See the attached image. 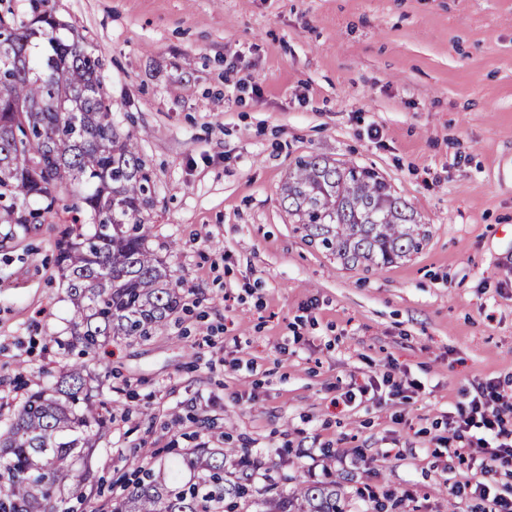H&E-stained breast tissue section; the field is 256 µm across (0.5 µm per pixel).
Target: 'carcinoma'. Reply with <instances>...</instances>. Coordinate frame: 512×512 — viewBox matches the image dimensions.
<instances>
[{
  "mask_svg": "<svg viewBox=\"0 0 512 512\" xmlns=\"http://www.w3.org/2000/svg\"><path fill=\"white\" fill-rule=\"evenodd\" d=\"M101 67L84 36L57 18L55 0H31L26 18L0 15V224H43L57 189L78 187L76 217L55 248L84 355L114 337L160 334L181 307L173 270L148 247L149 166L136 131L112 122ZM282 201L310 243L353 266L382 269L430 235L378 172L352 162L297 158ZM89 380L85 362L73 363L38 386L0 433V512H59L81 496L107 429ZM234 454L197 448L140 465L109 512H346L336 480L256 496L258 464L243 454L226 467Z\"/></svg>",
  "mask_w": 512,
  "mask_h": 512,
  "instance_id": "cac0c4a2",
  "label": "carcinoma"
}]
</instances>
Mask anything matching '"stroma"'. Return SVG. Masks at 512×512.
<instances>
[{"label": "stroma", "mask_w": 512, "mask_h": 512, "mask_svg": "<svg viewBox=\"0 0 512 512\" xmlns=\"http://www.w3.org/2000/svg\"><path fill=\"white\" fill-rule=\"evenodd\" d=\"M103 59L156 183L149 248L183 308L86 356L110 420L106 512L140 451L245 448L257 490L342 481L349 512H488L446 447L479 384L512 398V0H57ZM375 169L431 236L381 270L318 250L285 207L296 157ZM65 212L0 226V431L74 359ZM409 381L407 398L389 381ZM373 383L377 393L349 402ZM485 482L488 498L475 491Z\"/></svg>", "instance_id": "1"}]
</instances>
